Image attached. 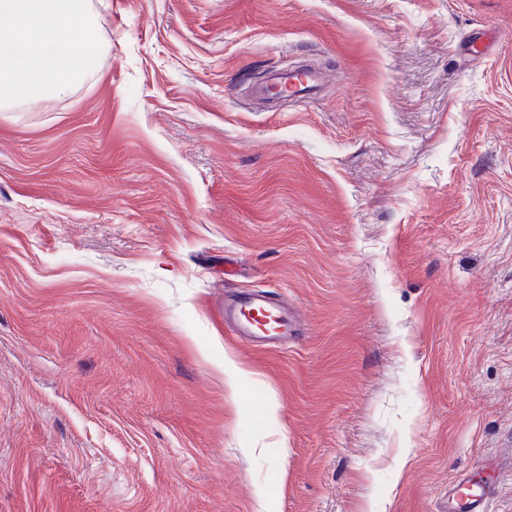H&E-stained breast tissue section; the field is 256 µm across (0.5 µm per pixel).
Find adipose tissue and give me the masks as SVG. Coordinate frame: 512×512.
Segmentation results:
<instances>
[{
    "mask_svg": "<svg viewBox=\"0 0 512 512\" xmlns=\"http://www.w3.org/2000/svg\"><path fill=\"white\" fill-rule=\"evenodd\" d=\"M102 48L91 0H0V112L68 96Z\"/></svg>",
    "mask_w": 512,
    "mask_h": 512,
    "instance_id": "adipose-tissue-1",
    "label": "adipose tissue"
}]
</instances>
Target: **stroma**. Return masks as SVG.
I'll return each instance as SVG.
<instances>
[{
  "mask_svg": "<svg viewBox=\"0 0 512 512\" xmlns=\"http://www.w3.org/2000/svg\"><path fill=\"white\" fill-rule=\"evenodd\" d=\"M93 4L0 112V512H512V0ZM252 312H269L276 318L272 328L263 329L248 315ZM224 328L235 336L246 337L254 346L276 348L282 338L291 334L297 320L287 307L282 311L266 296L254 292L224 295ZM493 489L490 487L485 488L480 495H460L457 491L452 490L448 494V503L442 512H454L456 508H463L466 512H486V503L488 497L492 494Z\"/></svg>",
  "mask_w": 512,
  "mask_h": 512,
  "instance_id": "obj_1",
  "label": "stroma"
}]
</instances>
